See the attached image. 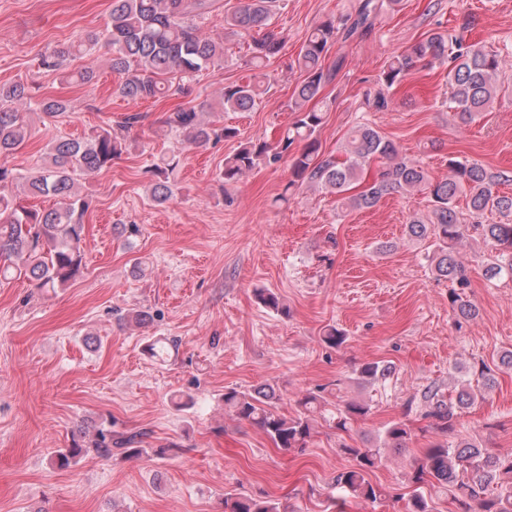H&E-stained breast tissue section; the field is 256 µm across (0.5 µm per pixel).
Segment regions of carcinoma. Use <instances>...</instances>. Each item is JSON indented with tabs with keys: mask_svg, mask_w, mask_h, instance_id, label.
<instances>
[{
	"mask_svg": "<svg viewBox=\"0 0 512 512\" xmlns=\"http://www.w3.org/2000/svg\"><path fill=\"white\" fill-rule=\"evenodd\" d=\"M398 0H362L355 16L341 23L328 19L315 25L300 49L297 63L302 80L287 108L295 120L283 133L279 144L265 140L249 141L224 158V184L239 182L247 174L267 163H276L282 153L296 142L303 143L300 153L292 158V179L285 190L306 184L336 195L346 211L368 209L392 193L426 194L427 213H416L407 222L412 240L430 239L434 251L430 256L432 271L452 283L450 302L459 319L469 322L477 316L476 307L467 299L470 287L468 270L455 257L453 246L472 233L478 234L494 251L484 266V276L495 280L504 274L512 276V194L499 192V187L512 183V171H494L469 158L448 159V177L434 181L419 164L399 156L393 142L385 139L369 122L353 127L338 148V157L319 156L317 133L323 123V112L306 107L319 97L322 89L336 76L343 60L333 67L324 65L330 48L372 29L377 12L393 7ZM279 7V0H245L232 13L224 14V28L236 33L256 32L260 37L250 45V63L257 74L245 84L224 87L219 100L188 104L167 113L164 124L178 133L184 147H203L211 142L237 135L236 129L220 124L217 112H248L255 108L262 94L261 84L267 79L264 63L279 51L281 38L269 29ZM215 10V0H111L108 22L102 30H90L81 38L56 46L41 55V66L62 71L72 58L89 56L100 44L108 48V64L121 76L115 92L131 100L160 99L181 92L182 82L199 72L215 68L224 61L223 43L216 41L198 25ZM466 28L459 31L434 32L388 58L378 78L379 90L367 100L375 112L389 109L390 90L400 84L419 65H448V111L461 125H468L490 111L500 92V54L467 40ZM69 109L61 97L32 101L22 83L0 85V157L14 154L29 137L25 115L39 111L47 118H58ZM129 148L122 133L101 127L78 141L56 138L51 141L40 168L24 176L0 165V257L22 259V264H1L0 280L25 278L34 287L55 289L72 281L85 266L84 218L89 208L88 195L82 193L83 181L112 166ZM379 171L371 182H365L364 171L372 164ZM174 160L154 163L149 172L152 199L162 205L171 200L174 191L169 171ZM23 180L28 195L54 197L58 206L51 209L26 207L9 192L10 186ZM465 198L467 212L458 210L459 198ZM507 218L500 224H485L487 212ZM392 366L384 362L365 363L357 369L358 380L374 383L387 378ZM480 381L458 393L456 400L445 398L428 386L421 393L422 416L430 418L440 432L453 429L461 410L474 404L482 390L494 384L490 368L482 367ZM275 391L270 386L252 393L230 389L224 392V407L240 422L262 430L276 447L289 450L305 448L315 426L310 414L318 404V396L306 392L297 400L301 411L287 418L274 406ZM370 407L360 401L345 403L334 428L347 432L353 422L365 416ZM143 434L114 432L98 427L93 432L79 429L71 448L56 457L59 467L74 458L95 452L103 458L113 451L140 454ZM409 440L406 424L392 422L385 427L384 445L401 448ZM355 464L340 469L333 484L356 498L375 502L382 496L368 474L382 464L381 447L342 445ZM411 482L415 486L437 483L448 487L461 512H512V454L498 456L466 439L455 443H437L410 464ZM224 512H280L278 504L252 498L224 495Z\"/></svg>",
	"mask_w": 512,
	"mask_h": 512,
	"instance_id": "cac0c4a2",
	"label": "carcinoma"
}]
</instances>
